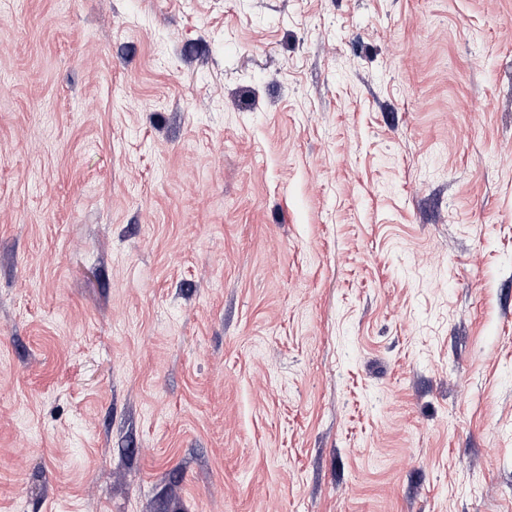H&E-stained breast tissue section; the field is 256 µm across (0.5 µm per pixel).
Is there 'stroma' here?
I'll list each match as a JSON object with an SVG mask.
<instances>
[{"label":"stroma","instance_id":"stroma-1","mask_svg":"<svg viewBox=\"0 0 512 512\" xmlns=\"http://www.w3.org/2000/svg\"><path fill=\"white\" fill-rule=\"evenodd\" d=\"M0 512H512V0H0Z\"/></svg>","mask_w":512,"mask_h":512}]
</instances>
